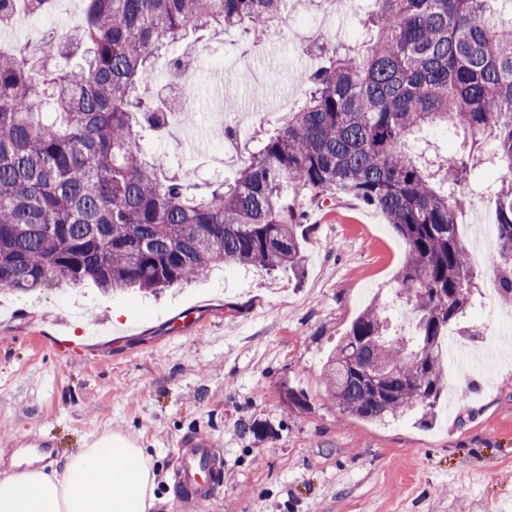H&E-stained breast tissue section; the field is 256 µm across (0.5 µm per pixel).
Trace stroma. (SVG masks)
Wrapping results in <instances>:
<instances>
[{"instance_id": "1", "label": "stroma", "mask_w": 512, "mask_h": 512, "mask_svg": "<svg viewBox=\"0 0 512 512\" xmlns=\"http://www.w3.org/2000/svg\"><path fill=\"white\" fill-rule=\"evenodd\" d=\"M337 10L328 40L362 43L370 0ZM54 21L0 28V47L40 44L38 60L75 65L44 41L52 23L74 26L84 0H60ZM235 33L189 32L196 64L185 126L149 135L144 152L171 161L198 191L216 181L212 155L228 152L232 175L277 117L248 118L241 148L210 133L212 84L231 61ZM301 58L288 26L251 59L266 81L260 101L290 89ZM301 276L228 268L158 298L64 286L28 294L0 289V472L27 448L54 450V466L114 432L137 440L157 473V512H175L176 442L210 440L221 451L216 498L206 512H512V345L500 320L512 303L490 290L496 267L484 229L495 204L467 194L460 235L477 288L465 323L469 366L447 374L431 423L416 412L367 422L327 397L326 358L373 298L391 297L406 248L380 212L355 201L302 199ZM59 338L72 354L50 347ZM302 393L289 405L285 389Z\"/></svg>"}]
</instances>
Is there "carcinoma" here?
<instances>
[{
  "mask_svg": "<svg viewBox=\"0 0 512 512\" xmlns=\"http://www.w3.org/2000/svg\"><path fill=\"white\" fill-rule=\"evenodd\" d=\"M86 2L62 41L85 45L81 63L37 71L26 50L0 51V286L157 294L218 266L297 275V199L352 198L403 240L396 294L414 319L402 335L373 299L327 358V395L361 420L416 408L429 421L447 389L446 336L479 337L460 325L476 284L457 192L483 164L501 171L486 191L512 296V19L500 0H373L366 44H315L303 104L201 195L140 147L173 117L150 91L153 62L190 28L268 32L288 0ZM440 126L464 135L446 163L410 145Z\"/></svg>",
  "mask_w": 512,
  "mask_h": 512,
  "instance_id": "obj_1",
  "label": "carcinoma"
}]
</instances>
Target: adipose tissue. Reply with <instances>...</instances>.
Wrapping results in <instances>:
<instances>
[{
  "label": "adipose tissue",
  "mask_w": 512,
  "mask_h": 512,
  "mask_svg": "<svg viewBox=\"0 0 512 512\" xmlns=\"http://www.w3.org/2000/svg\"><path fill=\"white\" fill-rule=\"evenodd\" d=\"M155 490L151 456L108 433L75 449L62 467L1 474L0 512H153Z\"/></svg>",
  "instance_id": "obj_1"
}]
</instances>
